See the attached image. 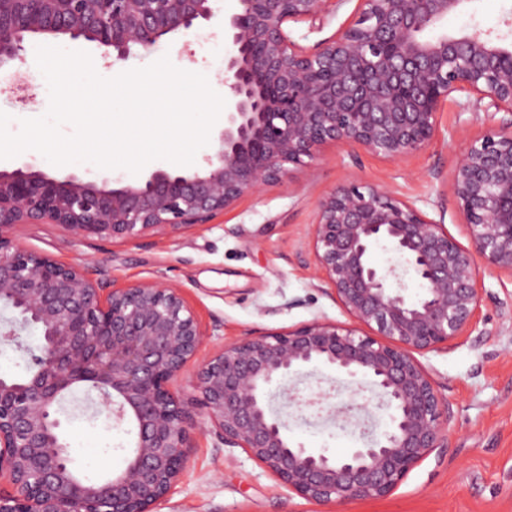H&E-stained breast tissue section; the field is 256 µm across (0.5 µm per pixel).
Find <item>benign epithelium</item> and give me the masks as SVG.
<instances>
[{
  "label": "benign epithelium",
  "instance_id": "7a95c632",
  "mask_svg": "<svg viewBox=\"0 0 512 512\" xmlns=\"http://www.w3.org/2000/svg\"><path fill=\"white\" fill-rule=\"evenodd\" d=\"M215 0H0V71L25 51L23 35L84 40L103 57L146 53L218 12ZM224 18L231 52L224 127L200 168L155 170L112 186L30 164L0 169V343L20 347L41 332L37 371L0 377V512H157L188 463L200 408L208 431L244 449L288 490L325 512L391 495L443 447L449 403L416 358L469 335L482 302L480 267L512 277V17L506 33L440 29L474 0H356L350 20L311 48L287 24L311 27L347 0H235ZM464 92L460 111L502 114L470 138L447 183L469 245L386 187L348 183L316 205L312 250L352 321L315 318L222 346L178 383L207 330L180 289L123 285L87 264H63L15 238L22 224H57L80 240L134 241L211 223L243 197L309 167L323 146L400 161L439 132L441 108ZM397 253L419 280L410 294L400 269L378 268L373 249ZM364 379L389 411L388 428L341 457L313 453L271 410L270 387L309 365ZM79 387L133 429L124 467L97 483L74 472L57 407ZM289 403L330 419L353 406L330 390H284Z\"/></svg>",
  "mask_w": 512,
  "mask_h": 512
}]
</instances>
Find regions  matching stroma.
I'll list each match as a JSON object with an SVG mask.
<instances>
[{
  "instance_id": "stroma-1",
  "label": "stroma",
  "mask_w": 512,
  "mask_h": 512,
  "mask_svg": "<svg viewBox=\"0 0 512 512\" xmlns=\"http://www.w3.org/2000/svg\"><path fill=\"white\" fill-rule=\"evenodd\" d=\"M512 0H475L473 10L449 16L444 27L472 25L502 29ZM217 22L200 23L191 33H176L160 49H132L123 72L169 56L178 68L207 76L224 93V61L229 40L217 35ZM37 37L26 38L23 59L11 74L24 86L14 94L0 81V111L19 119L46 113V81L35 63ZM465 94H455L440 115L438 136L398 162L332 146L309 168L290 167L283 178L243 198L211 223L177 235H147L132 242L77 241L55 224H24L16 237L26 248L65 263L84 262L105 279L124 284L146 280L180 288L208 335L198 356L207 358L222 345L240 342L256 331H281L320 316L347 323L328 284L318 273L311 248L316 203L351 181L388 187L414 201L432 218H443L448 232L467 243L466 229L446 194L450 173L465 139L491 125L484 111L460 113ZM482 305L476 329L446 348L420 355L441 396L452 407L448 438L410 471L389 497L359 502L344 512H512V277L482 270ZM302 392L336 388L337 401L374 408L380 424L385 410L367 389L333 368L304 369L292 377ZM62 428L76 465L95 462L98 474L121 469L130 451V427L65 412ZM289 436L315 452L340 456L362 446L359 429L331 422L291 420ZM160 512H320L315 503L281 485L243 449L224 446L211 433L198 435L188 467Z\"/></svg>"
}]
</instances>
